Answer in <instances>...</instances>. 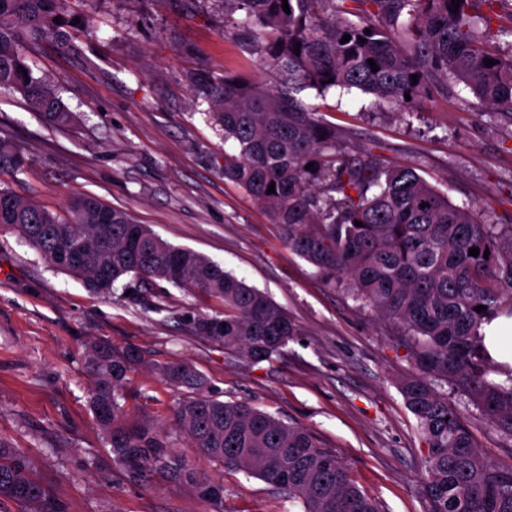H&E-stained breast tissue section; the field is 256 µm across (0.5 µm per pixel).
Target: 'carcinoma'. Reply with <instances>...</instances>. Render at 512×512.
<instances>
[{
    "label": "carcinoma",
    "instance_id": "1",
    "mask_svg": "<svg viewBox=\"0 0 512 512\" xmlns=\"http://www.w3.org/2000/svg\"><path fill=\"white\" fill-rule=\"evenodd\" d=\"M452 2L224 0V13L239 15L238 39L276 74L277 85L211 75L194 79L193 92L233 143L224 178L269 210L288 248L320 277L400 327L417 368L401 392L427 447L428 512H512V468L499 467L476 444L462 411L440 391L448 385L461 392L512 447V367L489 358L479 333L494 317L512 316V227L481 223L412 166L389 167L371 148L341 145L336 128L300 97L308 89H356L379 108L408 113L451 80L490 111L512 116V0H460L455 13ZM67 3L0 0V90L19 94L53 127L73 124L76 114L28 60L41 41L67 40L54 22ZM487 59L495 65L485 66ZM0 230L93 292L108 293L130 276L141 287L164 282L205 294L221 310L193 319L194 329L253 361L279 354L296 334L288 314L260 290L92 196L73 199L64 219L0 186ZM471 248L479 255H469ZM479 305L486 310L475 311ZM85 357L92 410L127 474L189 484L212 512H223V485L179 455L161 429L125 423L121 400L142 356L92 342ZM157 373L180 394L175 428L223 467L286 490L302 512H382L307 429L218 399L186 362ZM2 501L24 512H58L23 452L0 446Z\"/></svg>",
    "mask_w": 512,
    "mask_h": 512
}]
</instances>
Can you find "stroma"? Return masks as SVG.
I'll use <instances>...</instances> for the list:
<instances>
[{
    "mask_svg": "<svg viewBox=\"0 0 512 512\" xmlns=\"http://www.w3.org/2000/svg\"><path fill=\"white\" fill-rule=\"evenodd\" d=\"M68 39L32 57L76 121L47 125L20 96L0 94V142L22 158L0 170L18 195L66 214L77 195L126 210L173 245L199 252L264 291L297 334L280 355L252 362L193 329L215 302L173 287L90 291L50 267L15 234L0 232V445L21 449L60 512H208L188 485L138 483L114 458L89 405L85 347L139 352L148 362L126 389L129 422L168 431L176 450L224 485V512H300L286 491L227 470L172 431L175 393L157 366L184 361L224 401L247 402L306 428L346 464L383 512H426V445L400 391L415 374L398 327L359 308L288 249L268 211L222 173L228 145L192 94L198 73L276 76L247 52L222 0H69ZM343 144H377L383 158L417 168L487 224L512 225V118L469 91L432 92L409 114L386 112L358 92H303ZM481 448L503 468L512 447L464 397Z\"/></svg>",
    "mask_w": 512,
    "mask_h": 512,
    "instance_id": "35a3bbf8",
    "label": "stroma"
}]
</instances>
